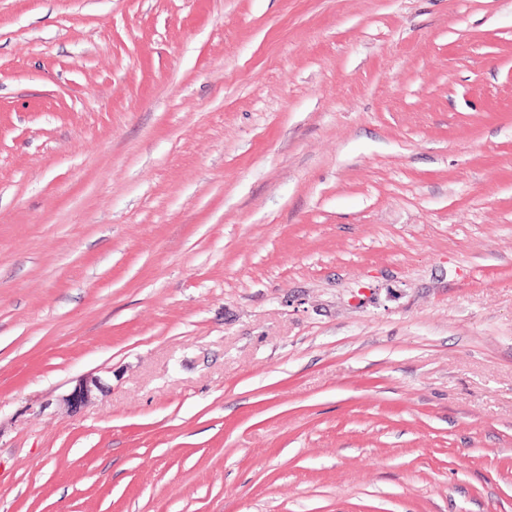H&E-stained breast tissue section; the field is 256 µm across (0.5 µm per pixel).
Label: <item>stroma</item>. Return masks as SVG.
I'll use <instances>...</instances> for the list:
<instances>
[{
    "label": "stroma",
    "mask_w": 512,
    "mask_h": 512,
    "mask_svg": "<svg viewBox=\"0 0 512 512\" xmlns=\"http://www.w3.org/2000/svg\"><path fill=\"white\" fill-rule=\"evenodd\" d=\"M0 512H512V0H0ZM100 379L95 375H86L76 381V384L59 398V402L66 406L71 412L87 404L96 391H101Z\"/></svg>",
    "instance_id": "stroma-1"
}]
</instances>
